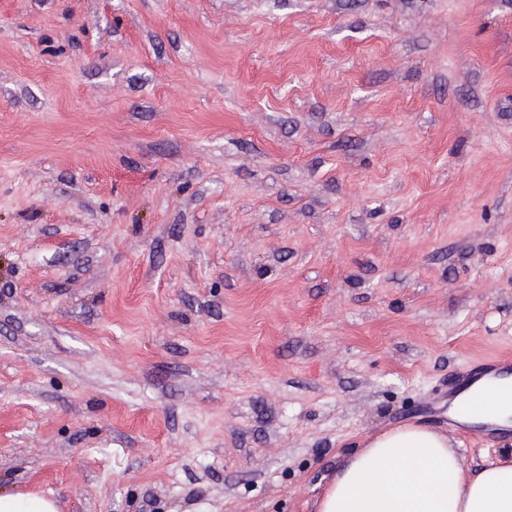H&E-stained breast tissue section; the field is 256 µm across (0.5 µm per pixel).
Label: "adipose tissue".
<instances>
[{
	"label": "adipose tissue",
	"mask_w": 512,
	"mask_h": 512,
	"mask_svg": "<svg viewBox=\"0 0 512 512\" xmlns=\"http://www.w3.org/2000/svg\"><path fill=\"white\" fill-rule=\"evenodd\" d=\"M461 425L512 426V376L493 373L452 401ZM317 512H512V458L471 471L447 435L416 424L378 433L342 466Z\"/></svg>",
	"instance_id": "ef3b65f1"
}]
</instances>
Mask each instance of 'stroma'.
<instances>
[{"label":"stroma","mask_w":512,"mask_h":512,"mask_svg":"<svg viewBox=\"0 0 512 512\" xmlns=\"http://www.w3.org/2000/svg\"><path fill=\"white\" fill-rule=\"evenodd\" d=\"M512 357V0H0V488L316 512Z\"/></svg>","instance_id":"1"}]
</instances>
